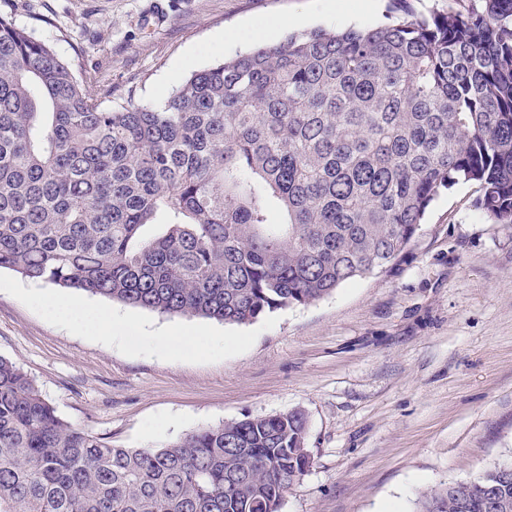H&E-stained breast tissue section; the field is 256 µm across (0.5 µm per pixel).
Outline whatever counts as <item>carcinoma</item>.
Masks as SVG:
<instances>
[{
  "instance_id": "1",
  "label": "carcinoma",
  "mask_w": 512,
  "mask_h": 512,
  "mask_svg": "<svg viewBox=\"0 0 512 512\" xmlns=\"http://www.w3.org/2000/svg\"><path fill=\"white\" fill-rule=\"evenodd\" d=\"M475 183L512 224V0L314 29L102 106L0 12V269L162 315L249 324L386 269L434 199ZM300 409L113 448L0 356V512H280ZM512 504V460L418 512Z\"/></svg>"
}]
</instances>
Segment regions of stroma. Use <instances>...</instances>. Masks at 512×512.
<instances>
[{"mask_svg":"<svg viewBox=\"0 0 512 512\" xmlns=\"http://www.w3.org/2000/svg\"><path fill=\"white\" fill-rule=\"evenodd\" d=\"M72 64L104 106L154 103L192 71L265 41L390 21L392 0H0ZM477 188L430 205L382 272L245 324L167 316L103 298L121 337L44 317L52 286L0 270V356L57 415L115 448H158L199 429L294 409L311 464L281 512H417L420 490L512 458V224ZM201 330L197 348L150 337Z\"/></svg>","mask_w":512,"mask_h":512,"instance_id":"35a3bbf8","label":"stroma"}]
</instances>
